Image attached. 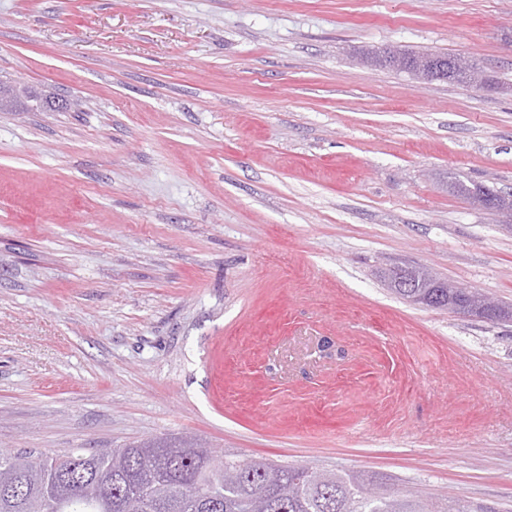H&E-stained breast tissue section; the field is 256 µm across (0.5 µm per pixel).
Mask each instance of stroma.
Instances as JSON below:
<instances>
[{
  "mask_svg": "<svg viewBox=\"0 0 512 512\" xmlns=\"http://www.w3.org/2000/svg\"><path fill=\"white\" fill-rule=\"evenodd\" d=\"M474 61L477 84L364 52ZM0 451L190 437L512 512V0H0ZM387 53H391L392 57L402 61L406 64H417L420 62L425 56L429 54L434 53H419L415 51L410 50H402V49H395V50H389V51H383V53H374V52H368L367 58L378 67H385V68H395L398 69L395 65H393L390 60L387 58ZM453 182V181H452ZM454 188L458 190L464 196H467L470 199H473L474 202L479 203L482 207L487 210L495 211L500 214H508L510 218L512 217V198L505 197L500 194H496L490 192L489 190H484L478 187L467 186L463 182L455 179L453 182ZM488 196H494L498 202L494 204H485L484 198ZM397 270L406 272L411 288H399L397 279L401 275ZM380 278L393 293L415 305L479 316L488 320H512V304L488 300L477 291L468 288L467 294L461 293L463 289L452 288L447 281L432 275L422 267L393 265L382 269Z\"/></svg>",
  "mask_w": 512,
  "mask_h": 512,
  "instance_id": "1",
  "label": "stroma"
}]
</instances>
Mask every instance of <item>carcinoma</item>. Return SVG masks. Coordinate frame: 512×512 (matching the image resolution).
Returning <instances> with one entry per match:
<instances>
[{
  "instance_id": "1",
  "label": "carcinoma",
  "mask_w": 512,
  "mask_h": 512,
  "mask_svg": "<svg viewBox=\"0 0 512 512\" xmlns=\"http://www.w3.org/2000/svg\"><path fill=\"white\" fill-rule=\"evenodd\" d=\"M487 210L512 217V198L454 181ZM415 305L488 320H512V304L460 289L408 265L380 271ZM0 512H437L419 491L403 494L378 474L317 470L272 461L224 459V470L179 438L122 448L54 453L0 451Z\"/></svg>"
}]
</instances>
